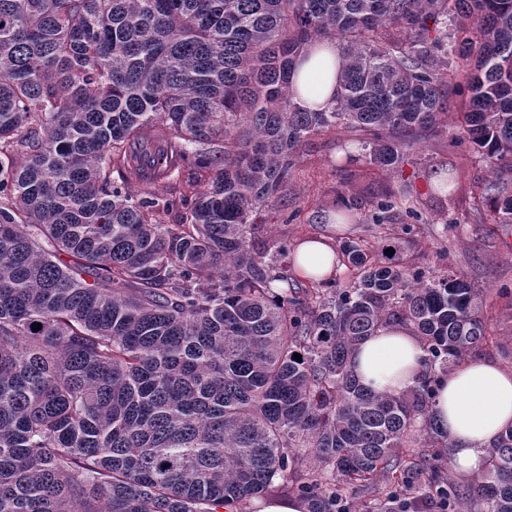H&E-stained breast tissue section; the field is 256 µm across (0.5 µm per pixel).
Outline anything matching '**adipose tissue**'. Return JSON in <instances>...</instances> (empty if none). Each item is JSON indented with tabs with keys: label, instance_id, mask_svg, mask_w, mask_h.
I'll list each match as a JSON object with an SVG mask.
<instances>
[{
	"label": "adipose tissue",
	"instance_id": "obj_1",
	"mask_svg": "<svg viewBox=\"0 0 512 512\" xmlns=\"http://www.w3.org/2000/svg\"><path fill=\"white\" fill-rule=\"evenodd\" d=\"M341 54L332 40L313 44L291 73L294 101L310 111L331 107L336 95ZM299 275L333 274L337 264L331 239H305L294 248ZM425 353L411 331L386 328L366 339L354 358L360 383L374 391L405 392L424 371ZM434 412L451 443L453 471L481 470L495 438L512 425V370L499 363L474 358L444 376L437 390Z\"/></svg>",
	"mask_w": 512,
	"mask_h": 512
}]
</instances>
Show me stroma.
Masks as SVG:
<instances>
[{
    "label": "stroma",
    "instance_id": "35a3bbf8",
    "mask_svg": "<svg viewBox=\"0 0 512 512\" xmlns=\"http://www.w3.org/2000/svg\"><path fill=\"white\" fill-rule=\"evenodd\" d=\"M355 146L353 135L340 127L313 138L300 152L287 190L258 218L267 228L269 248L318 236L330 238L337 247L360 237L377 245L400 238L401 226L415 223V234L401 239L402 261L438 276L451 269L465 273L484 291L491 337L500 342L512 338V306L497 295L500 287L512 288V225L489 233L487 212L474 204L475 185L486 175L479 154L433 141L410 150L400 170L385 173L370 165L367 153L349 158ZM349 185L409 192L416 214L411 217L398 208L387 222L375 224L362 201L349 223H328L324 207Z\"/></svg>",
    "mask_w": 512,
    "mask_h": 512
}]
</instances>
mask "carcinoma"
<instances>
[{"mask_svg":"<svg viewBox=\"0 0 512 512\" xmlns=\"http://www.w3.org/2000/svg\"><path fill=\"white\" fill-rule=\"evenodd\" d=\"M325 35L340 87L311 112L290 72ZM450 123L512 224V0H0V512H512V427L461 483L433 409L490 340L481 289L363 239L349 282L303 287L253 220L316 135L392 172ZM390 326L426 354L399 395L353 371Z\"/></svg>","mask_w":512,"mask_h":512,"instance_id":"carcinoma-1","label":"carcinoma"}]
</instances>
